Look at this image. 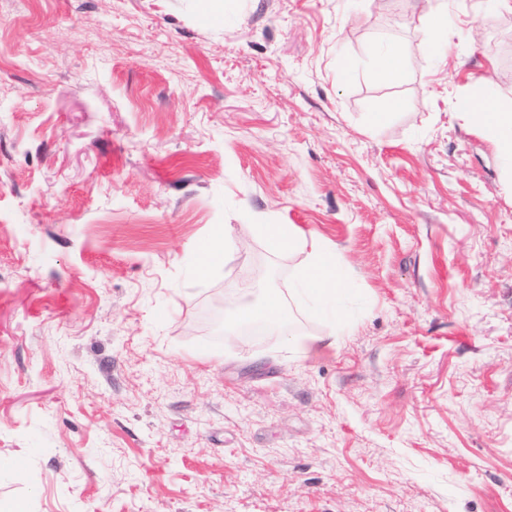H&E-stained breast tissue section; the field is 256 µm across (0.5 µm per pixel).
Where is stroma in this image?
<instances>
[{
  "instance_id": "obj_1",
  "label": "stroma",
  "mask_w": 512,
  "mask_h": 512,
  "mask_svg": "<svg viewBox=\"0 0 512 512\" xmlns=\"http://www.w3.org/2000/svg\"><path fill=\"white\" fill-rule=\"evenodd\" d=\"M492 83L512 0H0V512H512ZM227 224L335 251V345L309 303L239 342L308 254L196 275ZM376 66L382 79L394 82L400 78L407 66L403 52L395 45L385 46L376 56ZM458 109L471 117L475 125L498 152L512 162V106L494 99L460 100Z\"/></svg>"
}]
</instances>
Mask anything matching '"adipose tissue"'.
<instances>
[{
    "label": "adipose tissue",
    "instance_id": "obj_1",
    "mask_svg": "<svg viewBox=\"0 0 512 512\" xmlns=\"http://www.w3.org/2000/svg\"><path fill=\"white\" fill-rule=\"evenodd\" d=\"M458 108L461 113L471 117L504 158L512 160V106L494 99L479 102L468 99L459 101ZM255 232L262 234L268 249L276 254L293 253L310 247L306 263L296 271L295 293L312 301L320 310L335 303L344 289L335 252L319 243L307 244L301 229L294 224L225 225L215 231L205 244L197 267L198 274H205L211 266L223 262L236 249L243 236Z\"/></svg>",
    "mask_w": 512,
    "mask_h": 512
}]
</instances>
